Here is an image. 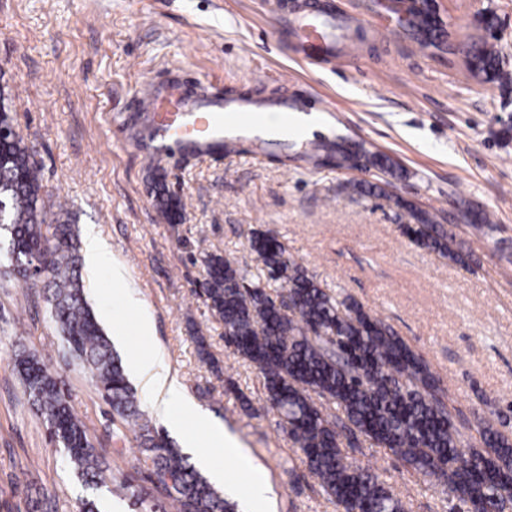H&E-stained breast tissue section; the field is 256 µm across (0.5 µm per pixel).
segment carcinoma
<instances>
[{
  "instance_id": "1",
  "label": "carcinoma",
  "mask_w": 512,
  "mask_h": 512,
  "mask_svg": "<svg viewBox=\"0 0 512 512\" xmlns=\"http://www.w3.org/2000/svg\"><path fill=\"white\" fill-rule=\"evenodd\" d=\"M480 76L503 83L497 45H472ZM0 202L15 278L41 281L47 302L65 342L69 359L91 377L102 400L133 428L155 489L175 512H235L195 472L181 453L144 419L125 371L98 324L78 276L75 225L64 212L38 207L41 177L32 150L16 131L14 117L0 102ZM338 169L376 168L396 175L394 162L361 144L345 149L331 141L311 153ZM390 181H351L347 188L376 194L407 210L414 220L402 233L418 247L443 260L471 269L472 254L462 249L438 213L386 193ZM166 217H180L179 199L160 186ZM477 233L490 228L487 213H468ZM251 253L262 264L266 283H246L234 258L205 259V301L224 322V341L259 370L267 407L275 413L309 472L343 512H404L402 502L370 468L349 460L360 438L387 449L403 465L435 479L456 499L459 512H512V435L500 411L473 413L475 425L457 420L448 406V390L424 356L394 327L351 296L338 297L288 254L276 236L251 232ZM25 391L52 438L66 450L73 472L92 485H106L112 472L106 449L93 442L75 413L62 375L51 372L35 349L15 355ZM474 429L476 435L465 437Z\"/></svg>"
}]
</instances>
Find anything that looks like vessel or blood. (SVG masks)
Instances as JSON below:
<instances>
[{"mask_svg": "<svg viewBox=\"0 0 512 512\" xmlns=\"http://www.w3.org/2000/svg\"><path fill=\"white\" fill-rule=\"evenodd\" d=\"M336 15L317 10L301 13L294 23V38L310 59L336 60ZM142 119L139 151L143 156L179 154L184 157L226 155L245 138L277 145L287 143L297 130L296 111L288 100L274 109L249 102L227 101L221 95L177 91L163 96L156 85L136 95Z\"/></svg>", "mask_w": 512, "mask_h": 512, "instance_id": "1", "label": "vessel or blood"}]
</instances>
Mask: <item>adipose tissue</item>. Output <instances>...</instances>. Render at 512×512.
<instances>
[{"label": "adipose tissue", "mask_w": 512, "mask_h": 512, "mask_svg": "<svg viewBox=\"0 0 512 512\" xmlns=\"http://www.w3.org/2000/svg\"><path fill=\"white\" fill-rule=\"evenodd\" d=\"M130 367L147 392L177 401L186 418L191 419L204 431L211 447L221 450L226 458L244 468H253L252 457L242 448L236 437L228 432L221 422L202 411L187 398L182 392L179 381L171 376L168 369L163 367L156 358L150 356L135 358L131 361Z\"/></svg>", "instance_id": "obj_1"}]
</instances>
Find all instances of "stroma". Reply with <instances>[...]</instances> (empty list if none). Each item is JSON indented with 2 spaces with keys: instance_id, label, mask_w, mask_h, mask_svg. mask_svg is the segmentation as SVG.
I'll return each instance as SVG.
<instances>
[{
  "instance_id": "obj_1",
  "label": "stroma",
  "mask_w": 512,
  "mask_h": 512,
  "mask_svg": "<svg viewBox=\"0 0 512 512\" xmlns=\"http://www.w3.org/2000/svg\"><path fill=\"white\" fill-rule=\"evenodd\" d=\"M361 20L360 35L339 45L342 63H308L279 32L292 10L277 0H0V102L34 150L47 210L69 213L79 234L95 231L110 264L83 273L87 300L104 331L121 326L122 362L157 356L196 404L235 435L260 466L273 512H341L307 469L275 414L265 409L258 369L224 343V324L194 288L203 260L237 259L247 278L259 265L251 231L274 232L289 254L332 293L355 297L422 353L465 417L512 408V82L474 78L462 52L432 55L408 37L376 36L396 22L382 0H323ZM458 44L485 37L495 15L503 67L512 72V0H438ZM196 73L198 91L276 102L281 95L318 113L313 139L341 138L390 157L402 169L394 193L438 211L479 258L467 272L416 247L400 225L410 215L385 198L346 188L375 172L339 170L310 160L303 140L280 155L244 140L224 158L163 157L146 164L136 148L137 92L150 81ZM177 195L172 224L158 186ZM490 214L494 227L472 232L461 216ZM0 248V512H74L82 498L104 512H163L137 467L139 443L112 418L90 378L64 365L61 337L44 287L6 274ZM124 278L112 279L113 266ZM154 324L151 342L136 332L139 314ZM204 337L210 360L198 353ZM63 367L74 409L107 450L113 473L135 475L133 489L85 485L49 439L10 358L15 338ZM355 459L370 466L405 512H449L448 492L362 440Z\"/></svg>"
}]
</instances>
